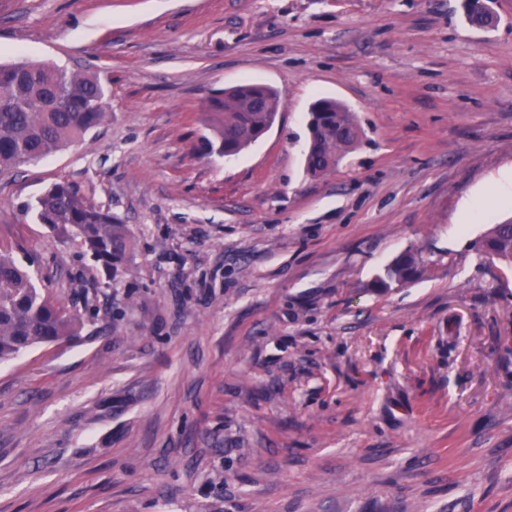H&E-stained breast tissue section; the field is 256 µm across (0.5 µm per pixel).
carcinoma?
I'll return each mask as SVG.
<instances>
[{
  "label": "carcinoma",
  "mask_w": 512,
  "mask_h": 512,
  "mask_svg": "<svg viewBox=\"0 0 512 512\" xmlns=\"http://www.w3.org/2000/svg\"><path fill=\"white\" fill-rule=\"evenodd\" d=\"M106 97L105 85L94 74L23 61L0 63V174L82 140L110 118ZM281 106L277 92L259 83L215 92L207 102L208 133L200 136L199 153L238 154L271 128ZM310 116L305 168L320 176L360 141L362 130L353 113L334 99L317 100ZM34 210L36 219L57 235L80 240L112 277L133 247L125 225L109 210L88 203L69 183L54 184ZM476 246L511 261L512 219L494 225ZM418 274L417 259L404 254L387 267L377 286L409 282ZM80 327L76 315L46 298L30 271L0 248V360L73 336Z\"/></svg>",
  "instance_id": "cac0c4a2"
}]
</instances>
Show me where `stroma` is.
I'll use <instances>...</instances> for the list:
<instances>
[{
  "label": "stroma",
  "instance_id": "stroma-1",
  "mask_svg": "<svg viewBox=\"0 0 512 512\" xmlns=\"http://www.w3.org/2000/svg\"><path fill=\"white\" fill-rule=\"evenodd\" d=\"M0 0V62L97 74L111 116L0 175V246L97 316L0 361V512H512V0ZM276 89L201 156L200 112ZM327 97L363 136L303 166ZM68 181L126 224L109 281L31 204ZM481 196L473 222L462 204ZM412 252L414 281L376 287ZM281 106L277 92L259 83L215 92L207 102L209 133L200 136L199 153L220 157L238 154L271 128ZM482 253L503 259L512 260V219L505 220L494 227L476 242Z\"/></svg>",
  "mask_w": 512,
  "mask_h": 512
}]
</instances>
